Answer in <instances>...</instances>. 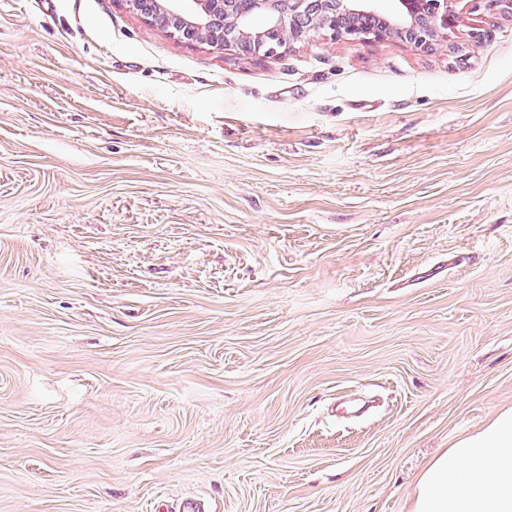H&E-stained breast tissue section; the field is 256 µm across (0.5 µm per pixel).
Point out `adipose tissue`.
<instances>
[{
    "instance_id": "1",
    "label": "adipose tissue",
    "mask_w": 512,
    "mask_h": 512,
    "mask_svg": "<svg viewBox=\"0 0 512 512\" xmlns=\"http://www.w3.org/2000/svg\"><path fill=\"white\" fill-rule=\"evenodd\" d=\"M408 512H512V409L435 457L416 482Z\"/></svg>"
}]
</instances>
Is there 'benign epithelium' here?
<instances>
[{
  "label": "benign epithelium",
  "mask_w": 512,
  "mask_h": 512,
  "mask_svg": "<svg viewBox=\"0 0 512 512\" xmlns=\"http://www.w3.org/2000/svg\"><path fill=\"white\" fill-rule=\"evenodd\" d=\"M168 35L196 33L194 40L223 50L275 55L311 31L334 39L401 35L428 49L448 36L457 0H127Z\"/></svg>",
  "instance_id": "1"
}]
</instances>
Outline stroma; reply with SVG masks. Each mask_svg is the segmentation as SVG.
Listing matches in <instances>:
<instances>
[{
    "mask_svg": "<svg viewBox=\"0 0 512 512\" xmlns=\"http://www.w3.org/2000/svg\"><path fill=\"white\" fill-rule=\"evenodd\" d=\"M269 57L0 0V512H407L512 407V14Z\"/></svg>",
    "mask_w": 512,
    "mask_h": 512,
    "instance_id": "obj_1",
    "label": "stroma"
}]
</instances>
